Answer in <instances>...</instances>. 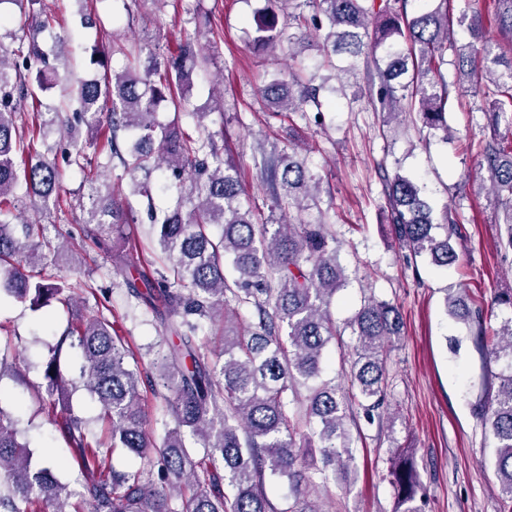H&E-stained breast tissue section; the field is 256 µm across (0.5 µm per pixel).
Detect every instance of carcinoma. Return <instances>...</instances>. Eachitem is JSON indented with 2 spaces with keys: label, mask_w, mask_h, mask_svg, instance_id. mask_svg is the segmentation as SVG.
<instances>
[{
  "label": "carcinoma",
  "mask_w": 512,
  "mask_h": 512,
  "mask_svg": "<svg viewBox=\"0 0 512 512\" xmlns=\"http://www.w3.org/2000/svg\"><path fill=\"white\" fill-rule=\"evenodd\" d=\"M268 2L253 15L256 51L293 44V36L279 25L280 11L300 27L323 29L318 49L374 63L372 80L378 87L372 105L392 115L406 100L416 106L422 124L442 132L445 141L448 84L440 67L448 52L456 56L462 81L478 88L494 86L489 112L494 138L483 155L511 247L512 146L498 136L503 114L512 108V58L494 53L489 32L497 31L512 45V0H488L485 12L460 16L469 34L461 45L448 20L450 0H437L413 15L407 12V0H315L316 13L310 17L299 11L309 0ZM7 22L0 12V41L8 37L17 43L11 52H0V281L9 295L38 310L54 300L70 303L72 297L65 281L32 271L45 259L51 241L46 225L20 205L25 200L35 208L58 203L60 184L55 162L48 159L55 147L46 143L45 152L33 153L31 143L17 134V105L35 95L26 80L32 63L43 64L37 74L40 90L57 75L66 40L57 38L50 57L37 33L51 30L52 16H32L33 33L25 36ZM112 53L125 57L122 71L111 70L109 53L97 47L91 64L100 72L62 88L63 97L76 103L77 120L106 139L125 173H144L132 193L149 195L152 172L166 168L178 179L181 202L190 209L179 206L161 217L150 215L157 225L152 251L169 262L161 270L146 248L135 243L136 217L123 193V177L100 185L91 177L83 236L105 253L111 251L112 238L131 243L126 267L144 290L128 277L124 283L136 300L163 312V331L170 340L159 346L151 370L145 371L126 337L102 314L86 316L64 332L45 371L48 413L73 449L70 465L83 474L82 490L69 489L48 467L32 466L33 452L20 441L16 421L0 407V512H65V502L74 495L91 512H324L311 498L310 487L327 482L338 470L349 476L347 412L356 403L371 419L382 408L385 355L404 327L401 312L388 301L370 299L343 329L337 328L329 304L346 276L336 247L330 245L325 225L295 224L291 214L304 209L303 197L316 181L302 162L288 154L267 163L281 217L277 224H258L242 200L235 165L217 145L223 133L209 131L204 113L188 112L192 132L157 119L156 107L163 101L177 112L186 110L193 72L209 63L197 39L187 36L166 54L150 44L132 55L117 43ZM500 65L507 75L496 73ZM262 95L278 112H303L310 104L321 109L318 88L310 80L275 78ZM49 121L64 127L69 118L59 111L49 120L40 111L32 113L31 138L39 137ZM120 131L132 136L126 157L117 145ZM62 160L83 172L91 166L85 145H71ZM385 194L386 221L399 245L438 267L456 262L451 239L461 228L452 213L445 210L441 221H434L421 187L400 173L385 179ZM226 261L237 273L231 280L225 275ZM468 299L451 296L445 307L456 319L474 324L481 353L504 363L494 395L479 400L473 411L494 439L503 508L512 512V315L489 329L483 325L482 307ZM236 306L253 308L256 322L248 329L224 330V348L209 357L198 343L199 333L207 324L227 326ZM344 329L350 330L355 359L351 391L339 396L322 375L326 345ZM65 346L81 358L80 381L101 407L112 447L142 459V468L109 470L100 443L90 440L88 424L70 412H57L54 396L70 385L59 365ZM144 386L155 394L161 388L174 393V426L159 446L151 444L146 429ZM301 386L309 391L304 401ZM302 423L308 432L300 431ZM268 478L288 484L280 510L266 494ZM388 478L398 512H422L411 449L392 450ZM176 500L182 509L173 507Z\"/></svg>",
  "instance_id": "obj_1"
}]
</instances>
